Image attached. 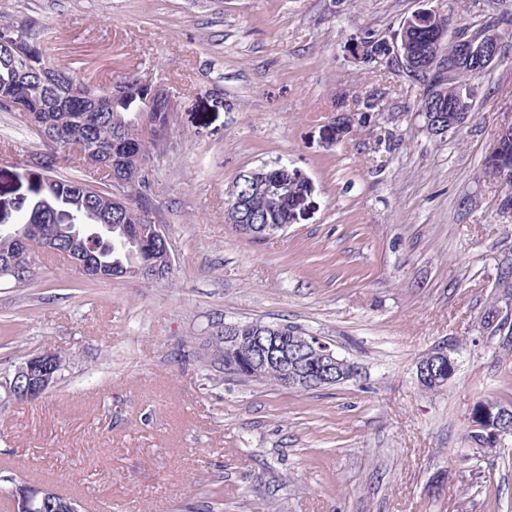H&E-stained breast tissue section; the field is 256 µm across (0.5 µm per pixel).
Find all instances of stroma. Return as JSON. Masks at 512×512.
Wrapping results in <instances>:
<instances>
[{
  "mask_svg": "<svg viewBox=\"0 0 512 512\" xmlns=\"http://www.w3.org/2000/svg\"><path fill=\"white\" fill-rule=\"evenodd\" d=\"M453 22L512 20V0H430ZM420 0H0L94 84L135 75L171 98L153 157L154 215L172 282H93L44 255L26 283L0 278V374L44 349L66 359L42 398L0 387V512L16 484L81 512H512V437L462 464L480 400L512 391V213L482 176L512 113V41L466 126L429 134L420 88L355 59ZM379 99L370 111L366 99ZM40 138L0 112V198ZM308 193L287 230L255 241L224 220L245 170L275 162ZM261 320L323 337L357 375L299 392L203 378L193 357L217 322ZM458 340L433 394L420 357Z\"/></svg>",
  "mask_w": 512,
  "mask_h": 512,
  "instance_id": "obj_1",
  "label": "stroma"
}]
</instances>
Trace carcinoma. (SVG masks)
Returning a JSON list of instances; mask_svg holds the SVG:
<instances>
[{"mask_svg":"<svg viewBox=\"0 0 512 512\" xmlns=\"http://www.w3.org/2000/svg\"><path fill=\"white\" fill-rule=\"evenodd\" d=\"M448 15L440 12L429 24L417 23L400 27L399 37L404 39L408 54L405 63L427 67V74L419 78L422 95L417 111L440 112L448 115L454 104L455 93L449 89L453 69L452 48L448 46ZM56 70L57 79L50 85L44 83V71ZM133 100H120L100 112L84 115L73 112L71 100L90 88L81 71L50 56L43 43L33 42L26 28L22 26H0V111H11L12 103L22 95H28L34 103H50L51 115L58 121V127L68 131L66 136H57L43 141L46 151L39 153L43 164L38 171H27L26 176H36V187L47 182L53 189V197L75 204L76 193L84 194L79 221L91 225L96 213L98 194L83 189V184L93 183L106 190L114 177L124 175L133 161L149 163L154 153V143L146 142L134 135L138 128L147 123L154 133L168 134L170 107L165 99L155 100L153 106L146 104L150 95L149 83L133 75L124 81ZM506 159L498 166L484 160L485 171L495 176L505 191L502 209L512 208V137L504 145ZM146 185L129 183L128 195L132 208L121 215L101 216L100 222L110 223L114 230L89 236L88 257L99 261H110L112 266H133L152 258L162 256V251L153 245L132 246L123 229L133 231L147 229L144 216L152 212V202L145 193ZM304 191L303 183L295 177L288 165L278 163L263 165L241 173L228 197L225 220L232 219V210L238 201L243 202L245 217L250 224H288L292 220L291 203L283 197ZM17 222L0 224V263L8 260L14 251L16 238L27 232L33 236L54 239L57 248L66 250L70 243L65 234V225L58 224L51 212L35 205V200L25 199L17 204ZM196 361L206 379L214 380L224 376L239 381H249L250 374L235 368L229 354L224 352V343L205 341L199 349ZM502 406L498 397H490L477 406L475 426L468 433L469 447L463 449L460 461L467 462L476 455L489 453L497 447L499 438L491 433L482 418L484 405Z\"/></svg>","mask_w":512,"mask_h":512,"instance_id":"cac0c4a2","label":"carcinoma"}]
</instances>
